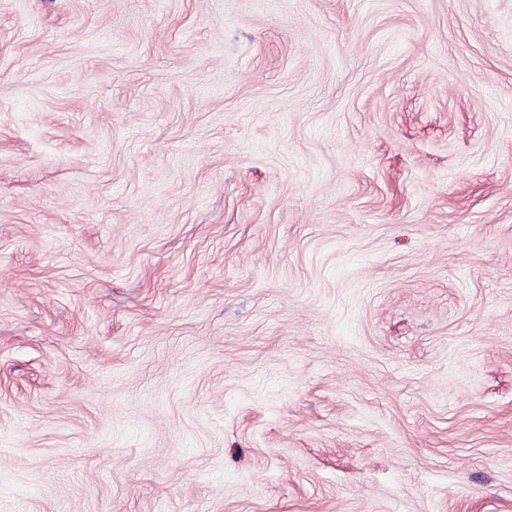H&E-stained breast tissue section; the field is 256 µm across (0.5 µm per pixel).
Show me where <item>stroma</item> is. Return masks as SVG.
<instances>
[{"mask_svg": "<svg viewBox=\"0 0 512 512\" xmlns=\"http://www.w3.org/2000/svg\"><path fill=\"white\" fill-rule=\"evenodd\" d=\"M0 512H512V0H0Z\"/></svg>", "mask_w": 512, "mask_h": 512, "instance_id": "stroma-1", "label": "stroma"}]
</instances>
